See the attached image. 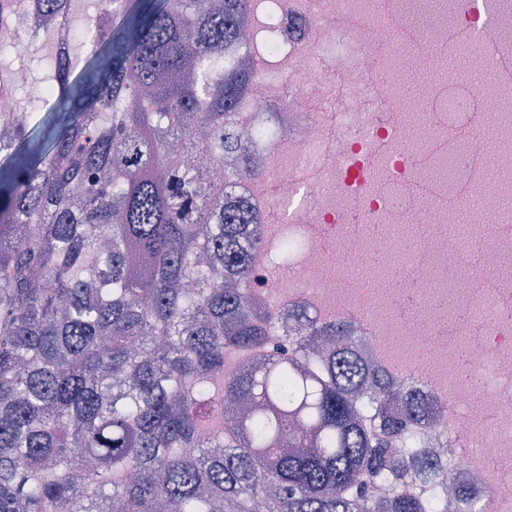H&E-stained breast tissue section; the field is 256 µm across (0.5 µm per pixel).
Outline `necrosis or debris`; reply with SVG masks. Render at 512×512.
Masks as SVG:
<instances>
[{
	"label": "necrosis or debris",
	"mask_w": 512,
	"mask_h": 512,
	"mask_svg": "<svg viewBox=\"0 0 512 512\" xmlns=\"http://www.w3.org/2000/svg\"><path fill=\"white\" fill-rule=\"evenodd\" d=\"M475 0H267L263 24L242 19L245 37L224 51L229 67L266 70L231 107L224 166H251L233 184L228 203L249 224H282L299 242L291 301L369 324L362 365L397 369L427 365L434 411L467 430L473 451L458 462L446 448L449 479L420 485L425 497L444 499L449 485L487 490L488 512H512V323L485 318L458 338L459 308L494 300L507 282L502 254L512 248V77L470 96L448 67L457 42L448 18L463 20L473 42L493 38L512 56V0H494L495 24L475 14ZM45 0H0V45L19 56L51 47L71 54L72 17L60 9L50 29L37 17ZM490 114L502 129L492 147L461 138L468 115ZM419 147L409 166L407 141ZM465 141L463 185L481 199L473 223L493 218L496 241L477 252L468 276L463 250L448 227V154ZM361 176L359 231L345 222L340 200ZM322 225L344 249L347 263L330 288L323 251L308 228ZM416 273L409 317L395 309L402 292L388 287L397 252Z\"/></svg>",
	"instance_id": "obj_1"
}]
</instances>
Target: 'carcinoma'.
I'll return each mask as SVG.
<instances>
[{"mask_svg": "<svg viewBox=\"0 0 512 512\" xmlns=\"http://www.w3.org/2000/svg\"><path fill=\"white\" fill-rule=\"evenodd\" d=\"M248 8L108 0L79 75L52 63L48 112L7 132L0 512H448L414 490L438 458L391 451L432 425L425 378L381 383L351 325L254 294L260 225L224 212Z\"/></svg>", "mask_w": 512, "mask_h": 512, "instance_id": "cac0c4a2", "label": "carcinoma"}]
</instances>
